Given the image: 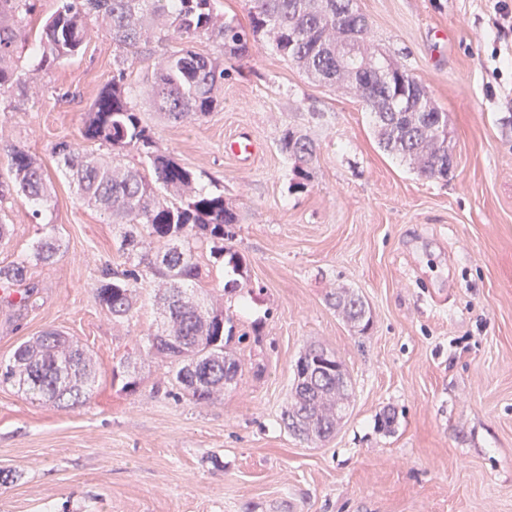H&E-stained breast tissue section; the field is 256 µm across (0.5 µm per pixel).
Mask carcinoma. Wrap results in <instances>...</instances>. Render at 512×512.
<instances>
[{
    "instance_id": "carcinoma-1",
    "label": "carcinoma",
    "mask_w": 512,
    "mask_h": 512,
    "mask_svg": "<svg viewBox=\"0 0 512 512\" xmlns=\"http://www.w3.org/2000/svg\"><path fill=\"white\" fill-rule=\"evenodd\" d=\"M354 0H247L248 23L226 20L215 13L214 0H59L37 40H28L27 19L36 0H0V89H26L33 74L49 71L82 54L89 21L95 18L112 37V80L92 104L84 137L112 150L105 160L78 144L56 145L65 173L87 202L103 210L118 225L121 248L130 267L106 266L94 284L96 299L118 322L134 316L143 289L144 273L161 281L156 294L162 307L161 329L144 337L149 356L169 364L172 384L196 404H205L240 380L241 363L228 350L232 319L214 305L202 284L191 242L210 245V253L236 278L224 283L232 293L246 279L242 258L224 247L237 214L224 193L196 188L197 177L174 157L158 150L155 132L143 119L126 82L127 69L141 54V38L149 28L178 46L168 54L164 69L152 81V103L166 121L191 124L205 119L217 103L224 80L222 59L242 57L258 37L309 77L336 84L341 70L364 88L361 101L373 114L378 144L387 153L410 162L427 179L448 175V113L433 102L423 84L406 70L393 67L383 56L368 51L369 24ZM206 39L219 55L195 50ZM28 45L33 64H21L20 49ZM278 148L292 163L302 185L317 160L313 140L288 128ZM134 151L140 165L123 162ZM8 181L0 196L13 191L42 215L48 197L46 179L35 156L13 147L7 154ZM58 239L45 236L32 253L0 266V286L12 288L27 280L30 261H53ZM334 306L360 332L371 316L362 299L348 292L332 293ZM324 349L305 352L310 379L290 393L283 414L285 428H295L314 442L336 429L349 390L336 384L342 363L323 359ZM89 353L58 332H46L20 344L0 362V381L11 382L32 399L51 401L60 408L86 403L94 377Z\"/></svg>"
}]
</instances>
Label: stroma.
<instances>
[{
  "label": "stroma",
  "mask_w": 512,
  "mask_h": 512,
  "mask_svg": "<svg viewBox=\"0 0 512 512\" xmlns=\"http://www.w3.org/2000/svg\"><path fill=\"white\" fill-rule=\"evenodd\" d=\"M372 52L408 70L449 116L453 166L421 177L378 145L350 88L309 78L266 39L225 61L210 116L174 124L142 94L150 54L127 71L160 151L221 189L238 215L228 245L248 285L225 293L208 245L195 254L242 341L236 389L197 405L171 390L168 368L138 355L155 330V279L132 320L115 322L93 284L123 268L107 214L62 171L57 143L84 144L90 107L112 77V39L88 25L82 56L0 97V139L40 162L42 218L0 197V265L58 235L61 250L30 270L35 304L0 300V360L56 329L88 349L97 374L86 404L62 409L0 383V512H512V18L498 0H357ZM291 125L317 144L304 187L278 140ZM259 152L242 162L226 138ZM358 292L372 321L352 328L328 297ZM334 353L351 379L346 415L310 444L281 421L309 347ZM137 358L140 387L112 371ZM394 417L391 428L380 424Z\"/></svg>",
  "instance_id": "35a3bbf8"
}]
</instances>
